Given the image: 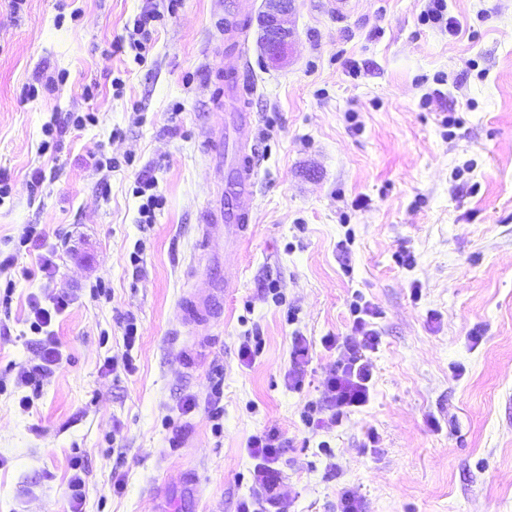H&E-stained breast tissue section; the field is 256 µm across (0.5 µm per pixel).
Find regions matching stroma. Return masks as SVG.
<instances>
[{
    "mask_svg": "<svg viewBox=\"0 0 512 512\" xmlns=\"http://www.w3.org/2000/svg\"><path fill=\"white\" fill-rule=\"evenodd\" d=\"M429 6L350 0L339 17L296 0L283 66L250 26L255 221L221 270L233 295L199 330L177 309L205 286L199 226L224 179L204 144L224 109V0H0V255L15 258L0 271V512H68L75 463L83 512H153L156 486L173 512H240L247 441L270 429L282 512H340L347 490L364 512H512V0H447L454 34ZM147 10L140 64L128 34ZM145 182L161 199L148 224ZM58 294L62 360L39 389L16 385L38 359L30 302ZM357 304L378 335L374 396L310 429ZM125 355L131 369L112 368Z\"/></svg>",
    "mask_w": 512,
    "mask_h": 512,
    "instance_id": "stroma-1",
    "label": "stroma"
}]
</instances>
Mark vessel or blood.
Returning <instances> with one entry per match:
<instances>
[{
  "label": "vessel or blood",
  "instance_id": "1",
  "mask_svg": "<svg viewBox=\"0 0 512 512\" xmlns=\"http://www.w3.org/2000/svg\"><path fill=\"white\" fill-rule=\"evenodd\" d=\"M225 67L233 76L225 93L228 122L235 128L247 126L252 121L250 105L255 91L248 88L242 78L246 68L245 51H237ZM208 147L212 162L224 169V191L203 214V240L210 264L215 267L237 259L250 236V226L255 218L252 199L258 178V159L254 148L245 144L237 145L233 152H226L224 139L220 136L210 139ZM231 291L230 283L210 279L205 292L182 300L183 323L201 326L220 315L224 310V299Z\"/></svg>",
  "mask_w": 512,
  "mask_h": 512
}]
</instances>
